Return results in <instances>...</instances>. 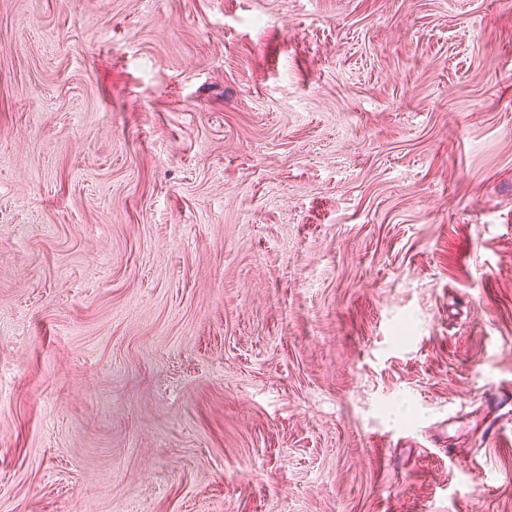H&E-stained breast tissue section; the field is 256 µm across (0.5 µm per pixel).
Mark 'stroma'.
<instances>
[{"instance_id": "stroma-1", "label": "stroma", "mask_w": 512, "mask_h": 512, "mask_svg": "<svg viewBox=\"0 0 512 512\" xmlns=\"http://www.w3.org/2000/svg\"><path fill=\"white\" fill-rule=\"evenodd\" d=\"M512 0H0V512H512Z\"/></svg>"}]
</instances>
